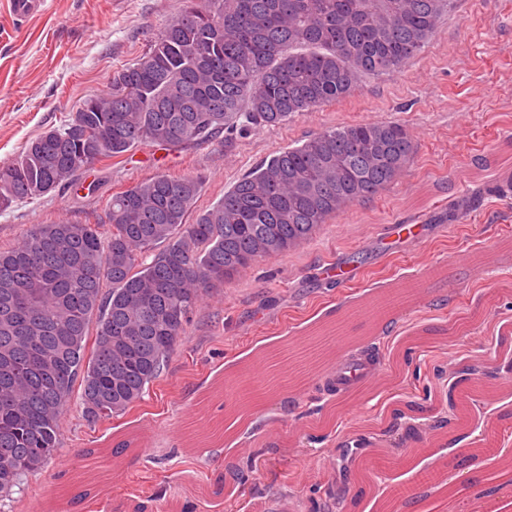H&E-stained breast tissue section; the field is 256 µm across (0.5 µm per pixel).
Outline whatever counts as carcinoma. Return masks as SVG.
<instances>
[{"label":"carcinoma","mask_w":512,"mask_h":512,"mask_svg":"<svg viewBox=\"0 0 512 512\" xmlns=\"http://www.w3.org/2000/svg\"><path fill=\"white\" fill-rule=\"evenodd\" d=\"M454 6L185 0L106 94L0 164V212L143 144L186 148L339 103L362 76L414 59ZM415 151L398 123L329 127L262 161L195 218L199 178L158 172L112 194L105 226L35 224L0 248V498L57 450L75 388L90 423L128 412L206 293L312 240L400 179Z\"/></svg>","instance_id":"1"}]
</instances>
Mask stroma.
Here are the masks:
<instances>
[{
    "label": "stroma",
    "mask_w": 512,
    "mask_h": 512,
    "mask_svg": "<svg viewBox=\"0 0 512 512\" xmlns=\"http://www.w3.org/2000/svg\"><path fill=\"white\" fill-rule=\"evenodd\" d=\"M184 0H50L25 23L0 11V163L42 131L66 123L82 102L106 93ZM394 121L411 133L412 166L377 196L350 206L311 241L257 263L204 296L180 346L143 400L95 424L71 398L59 446L0 512H265L294 500L301 512H379L391 484L446 465V489L428 512H480L495 488L512 504V0H456L422 52L400 71L361 79L346 100L276 127L245 131L231 147L210 142L180 152L145 144L131 159L104 160L80 176L96 194L51 193L0 212V247L35 224L105 221L112 193L158 172L203 179L198 211L215 205L272 153L345 123ZM419 224L420 247L391 235ZM358 260L343 286L325 278L332 261ZM442 267L437 279L432 267ZM420 282L419 303L369 326L348 311L366 296ZM351 336L377 355L384 384L344 395L290 361L316 355L324 333ZM478 379L476 401L454 383ZM456 428L442 439L441 420ZM496 435L497 456L470 467L460 448ZM97 448L114 466L83 497L79 454ZM240 468L223 480L225 460Z\"/></svg>",
    "instance_id": "1"
}]
</instances>
